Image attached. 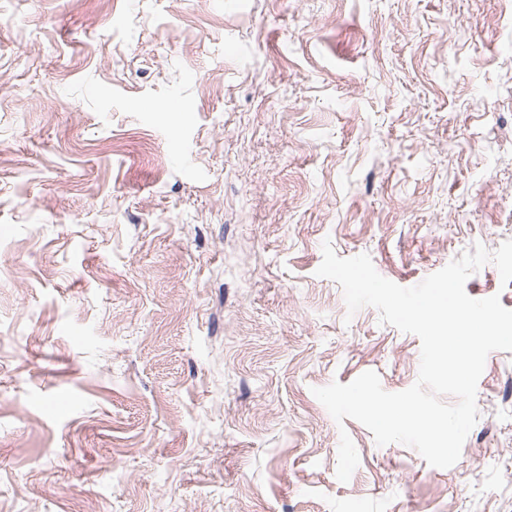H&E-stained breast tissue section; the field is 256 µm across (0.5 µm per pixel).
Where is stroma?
<instances>
[{
	"label": "stroma",
	"mask_w": 512,
	"mask_h": 512,
	"mask_svg": "<svg viewBox=\"0 0 512 512\" xmlns=\"http://www.w3.org/2000/svg\"><path fill=\"white\" fill-rule=\"evenodd\" d=\"M326 239H512V0H0V512H512V352L447 469L314 397L420 364Z\"/></svg>",
	"instance_id": "obj_1"
}]
</instances>
